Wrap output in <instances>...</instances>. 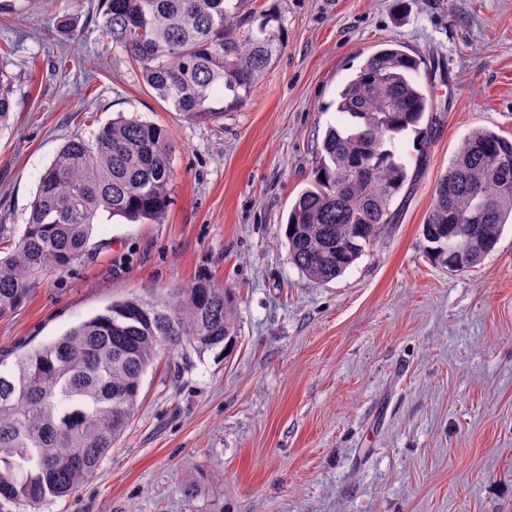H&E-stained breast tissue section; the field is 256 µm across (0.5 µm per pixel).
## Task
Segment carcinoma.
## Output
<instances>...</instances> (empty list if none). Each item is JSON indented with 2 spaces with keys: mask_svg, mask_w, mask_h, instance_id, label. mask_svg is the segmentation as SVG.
Here are the masks:
<instances>
[{
  "mask_svg": "<svg viewBox=\"0 0 512 512\" xmlns=\"http://www.w3.org/2000/svg\"><path fill=\"white\" fill-rule=\"evenodd\" d=\"M250 0H103L98 27L144 85L190 123H215L243 106L282 47V14L254 24ZM421 61L395 48L368 55L338 91L345 124L329 129L312 187L285 223L291 263L310 280L342 275L395 223L410 183L394 150L430 107ZM0 52V127L14 104ZM175 177L167 129L119 116L76 134L39 178L26 224H0V317L18 311L51 274L79 265L106 212L165 219ZM512 219V141L472 131L437 182L422 235L433 256L465 271L490 253ZM237 334L234 296L209 280L176 299L152 293L114 300L61 336L0 369V504L35 506L96 475L126 431L145 374L163 354H201Z\"/></svg>",
  "mask_w": 512,
  "mask_h": 512,
  "instance_id": "1",
  "label": "carcinoma"
}]
</instances>
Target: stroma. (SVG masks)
Returning a JSON list of instances; mask_svg holds the SVG:
<instances>
[{
    "label": "stroma",
    "mask_w": 512,
    "mask_h": 512,
    "mask_svg": "<svg viewBox=\"0 0 512 512\" xmlns=\"http://www.w3.org/2000/svg\"><path fill=\"white\" fill-rule=\"evenodd\" d=\"M273 4L280 55L243 107L194 124L102 36L100 0H0L16 85L0 128V224L25 223L65 141L119 114L168 128L176 173L164 221L101 216L83 263L0 318V358L13 363L112 301L202 278L235 294L238 325L226 348L148 370L94 478L0 512H512V226L463 273L432 259L421 233L467 135L512 139V0L251 7ZM389 41L423 59L432 132L395 141L417 176L379 242L336 279H307L284 223L342 122L338 89Z\"/></svg>",
    "instance_id": "stroma-1"
}]
</instances>
